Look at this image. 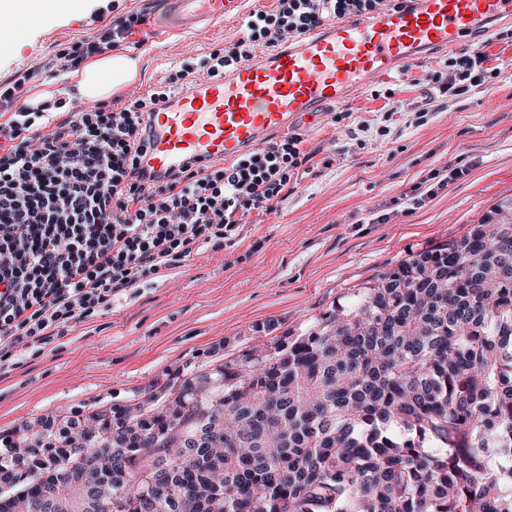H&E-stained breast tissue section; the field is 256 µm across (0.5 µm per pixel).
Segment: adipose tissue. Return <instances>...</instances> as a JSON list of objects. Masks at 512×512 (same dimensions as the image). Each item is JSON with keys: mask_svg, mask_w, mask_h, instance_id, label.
Masks as SVG:
<instances>
[{"mask_svg": "<svg viewBox=\"0 0 512 512\" xmlns=\"http://www.w3.org/2000/svg\"><path fill=\"white\" fill-rule=\"evenodd\" d=\"M141 67L139 57L121 53L92 59L69 79L81 97L101 100L141 78Z\"/></svg>", "mask_w": 512, "mask_h": 512, "instance_id": "1", "label": "adipose tissue"}]
</instances>
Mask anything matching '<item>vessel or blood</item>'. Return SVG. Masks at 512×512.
Masks as SVG:
<instances>
[{"label":"vessel or blood","mask_w":512,"mask_h":512,"mask_svg":"<svg viewBox=\"0 0 512 512\" xmlns=\"http://www.w3.org/2000/svg\"><path fill=\"white\" fill-rule=\"evenodd\" d=\"M243 0H165L175 29L239 15ZM512 23V0H406L404 6L306 31L288 45L225 72L204 76L150 115L144 168L156 175L206 172L273 136L314 122L409 63L454 51Z\"/></svg>","instance_id":"vessel-or-blood-1"}]
</instances>
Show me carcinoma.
I'll list each match as a JSON object with an SVG mask.
<instances>
[{
  "mask_svg": "<svg viewBox=\"0 0 512 512\" xmlns=\"http://www.w3.org/2000/svg\"><path fill=\"white\" fill-rule=\"evenodd\" d=\"M512 220L96 427L47 421L0 512H512Z\"/></svg>",
  "mask_w": 512,
  "mask_h": 512,
  "instance_id": "cac0c4a2",
  "label": "carcinoma"
}]
</instances>
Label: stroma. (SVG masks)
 I'll return each mask as SVG.
<instances>
[{"label": "stroma", "instance_id": "obj_1", "mask_svg": "<svg viewBox=\"0 0 512 512\" xmlns=\"http://www.w3.org/2000/svg\"><path fill=\"white\" fill-rule=\"evenodd\" d=\"M132 15L143 22L120 50L141 54L145 74L92 104L70 88L62 55ZM287 22L288 0H245L239 17L191 34L166 29L161 0H83L0 47V85L33 73L16 95L20 106L54 85L64 105L29 113L36 129L135 98L148 110L154 97L204 74L211 55L247 61L268 50ZM467 54L480 56L479 78L451 94L448 81ZM274 143L298 159L281 166L285 186L271 202L238 212L232 229L210 228L139 288L9 360L0 371V430L126 408L212 361L302 334L376 274L512 205V24L408 65ZM457 166L462 178L423 194L430 173Z\"/></svg>", "mask_w": 512, "mask_h": 512}]
</instances>
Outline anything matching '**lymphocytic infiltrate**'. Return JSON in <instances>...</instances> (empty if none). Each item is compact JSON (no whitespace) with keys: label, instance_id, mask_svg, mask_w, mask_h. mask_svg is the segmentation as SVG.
Here are the masks:
<instances>
[{"label":"lymphocytic infiltrate","instance_id":"obj_1","mask_svg":"<svg viewBox=\"0 0 512 512\" xmlns=\"http://www.w3.org/2000/svg\"><path fill=\"white\" fill-rule=\"evenodd\" d=\"M363 10V0H290V20L271 41ZM136 23L101 29L65 62L76 67L120 46ZM149 132L145 113L126 107L105 117L83 112L44 133L19 119L0 127L10 140L0 155V367L138 287L174 249L213 226L233 228L240 209L277 194L274 148L214 180L188 171L161 180L140 164Z\"/></svg>","mask_w":512,"mask_h":512}]
</instances>
